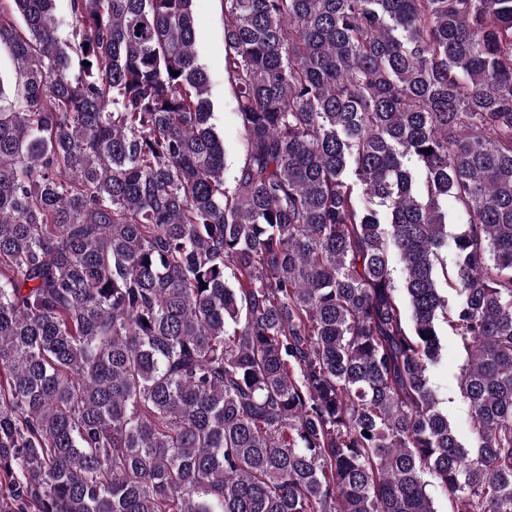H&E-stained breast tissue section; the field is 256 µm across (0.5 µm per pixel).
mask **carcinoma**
Segmentation results:
<instances>
[{
    "instance_id": "1",
    "label": "carcinoma",
    "mask_w": 512,
    "mask_h": 512,
    "mask_svg": "<svg viewBox=\"0 0 512 512\" xmlns=\"http://www.w3.org/2000/svg\"><path fill=\"white\" fill-rule=\"evenodd\" d=\"M8 2L0 512H512V0ZM197 52L210 76L214 123L224 139L226 176L241 164L245 132L235 114L233 95L224 76V5L222 0H197ZM457 337L448 328V351L441 364L430 373L432 385L444 399L448 418L456 426L460 441L467 444L471 439V409L457 392V378L461 373L465 357L456 344Z\"/></svg>"
}]
</instances>
